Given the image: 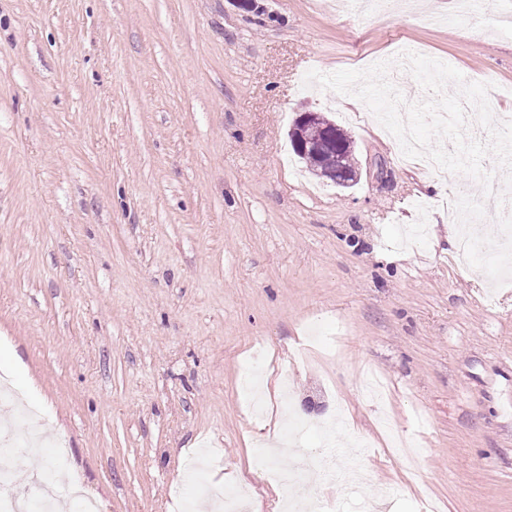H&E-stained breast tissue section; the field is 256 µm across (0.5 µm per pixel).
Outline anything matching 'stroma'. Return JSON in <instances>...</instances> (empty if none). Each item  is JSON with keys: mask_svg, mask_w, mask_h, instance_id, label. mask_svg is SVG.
<instances>
[{"mask_svg": "<svg viewBox=\"0 0 512 512\" xmlns=\"http://www.w3.org/2000/svg\"><path fill=\"white\" fill-rule=\"evenodd\" d=\"M331 0H0V363L40 450L103 512H252L294 493L253 468L289 416L304 447L366 473L306 493L329 512H512V282L471 268L442 179L308 70L363 69L405 45L488 82L512 114L499 0L453 15ZM354 141L356 184L292 151L298 112ZM335 352L296 360L302 343ZM266 413L240 378L257 348ZM65 445V457L56 448Z\"/></svg>", "mask_w": 512, "mask_h": 512, "instance_id": "1", "label": "stroma"}]
</instances>
